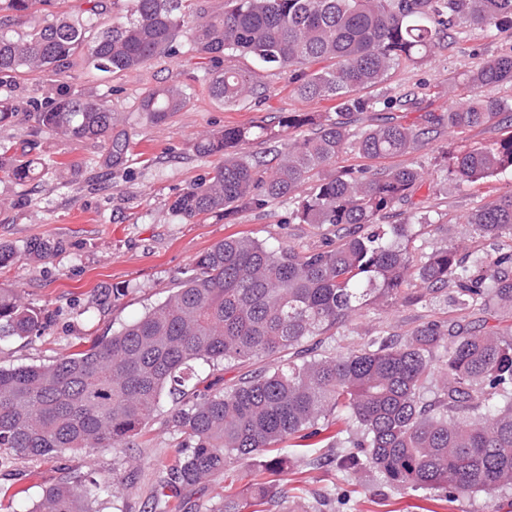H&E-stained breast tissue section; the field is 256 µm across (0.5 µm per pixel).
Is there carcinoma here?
<instances>
[{"mask_svg":"<svg viewBox=\"0 0 512 512\" xmlns=\"http://www.w3.org/2000/svg\"><path fill=\"white\" fill-rule=\"evenodd\" d=\"M47 19L16 38L0 34V73L37 68L54 76L81 61L120 74L155 56L176 52L184 38L193 51L218 57L250 56L288 71L306 98L334 95L336 118L282 112L277 120L226 128L198 139L196 153L224 154L213 175L176 197L171 211L191 220L226 217L242 208L264 209L296 196L291 223L329 225L343 232L333 248L268 247L251 238H226L201 254L193 273L164 302L86 349L51 365L0 367V448L29 457L72 449H118L133 444L154 419L163 397L175 402L172 419L184 435L162 485L168 497L235 464L278 470L287 461L279 445L318 433L328 416L348 424L338 456L313 459L347 471L371 468L403 489H454L494 494L512 487V325L483 331L478 316L512 311V191L469 213L466 223L490 241V250L459 255L446 244L416 265L404 242L428 218L413 213L383 224L422 181V170L336 167L347 153L375 160L428 144L443 119L429 113L419 125L383 117L356 132L349 117L392 102L353 92L383 84L399 61L418 63L458 27L512 30V0H225L210 16L190 0H127L123 19L102 21V0H86L74 17L43 0ZM29 0H0V27L26 16ZM325 66L308 72L307 65ZM512 84V54L486 60L467 75V104L448 109V127L460 131L499 123L512 112L487 90ZM256 91L250 71L227 67L210 94L236 104ZM184 104L181 93L156 88L141 109L161 121ZM43 129L76 140H99L112 126L103 98L65 90L37 109ZM260 141L280 158L267 172L247 151ZM512 170V135L458 151L449 177L476 183ZM61 244L34 239L27 253L40 258ZM425 292H406L411 279ZM462 312L458 321H424L405 338L375 336L339 356L296 362L244 378L228 388L201 390L198 367L272 357L327 336L380 298L414 305L441 293ZM39 312L0 289V339L29 338ZM443 354V380L430 366ZM250 502L224 499L206 512H245L288 490L254 484ZM97 492L79 480L47 488L31 512H98Z\"/></svg>","mask_w":512,"mask_h":512,"instance_id":"1","label":"carcinoma"}]
</instances>
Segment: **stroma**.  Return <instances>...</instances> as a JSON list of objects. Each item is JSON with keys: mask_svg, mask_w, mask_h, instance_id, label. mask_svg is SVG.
<instances>
[{"mask_svg": "<svg viewBox=\"0 0 512 512\" xmlns=\"http://www.w3.org/2000/svg\"><path fill=\"white\" fill-rule=\"evenodd\" d=\"M506 52H512V37L471 28L459 42L441 45L420 63L393 67L374 94L392 99L415 94L418 107L402 111L400 119L417 124L425 113L441 114L451 102L467 98L468 71ZM228 65L253 66L247 56L214 61L183 47L118 75L83 65L72 68L64 80L42 71L0 74V101L13 107L0 121V148L8 158L49 165L42 177L25 182L0 172V243L17 254L0 268V288L15 291L34 306L42 322L36 336L0 340L1 367L47 365L111 335L165 301L191 274L197 258L224 238L246 236L300 250L335 242V232L289 223L293 204L285 199L262 210L240 209L228 221L216 214L191 220L172 215L173 200L224 162L220 155L197 156L192 145L198 138L283 112H337L338 99L302 97L294 92L288 72L263 66H254L264 88L261 96L224 104L212 97L208 85ZM62 83L73 92L110 101V137L80 141L39 128L34 102L55 97ZM160 87L184 92L187 100L180 111L158 122L141 111L140 102L149 90ZM508 134L510 120L462 133L443 127L419 151L378 161L381 170L414 164L426 171L402 207L403 212H422L431 219L407 244L414 261H424L445 243L488 250V241L467 229L464 218L511 192L512 171L459 187L449 180L448 169L461 145ZM116 135L129 141L128 152L119 160L111 148ZM34 238L62 242L63 249L48 259L29 256L26 245ZM459 317L456 307L442 298L415 305L383 301L361 310L313 353L336 356L383 331L404 337L423 321ZM171 409V402H164L130 448L68 450L49 458L0 449V512H31L47 487L67 477L100 484L99 512H170L160 494L162 466L178 457L181 442ZM343 429V423H328L313 445L288 448L284 468L262 474V481L288 488L293 512H313V495L320 491L331 494L322 512H512V489L492 496L403 491L372 469L348 474L333 467L314 468L313 459L328 454ZM253 479L247 467H232L183 491L179 512H205L224 496H248Z\"/></svg>", "mask_w": 512, "mask_h": 512, "instance_id": "stroma-1", "label": "stroma"}]
</instances>
